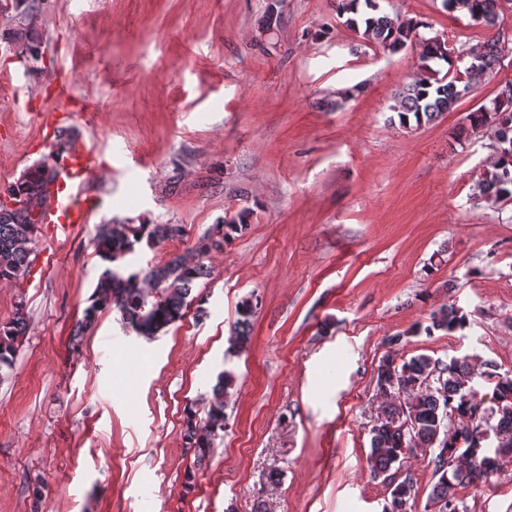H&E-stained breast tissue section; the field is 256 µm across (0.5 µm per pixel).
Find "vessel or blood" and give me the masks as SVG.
Returning <instances> with one entry per match:
<instances>
[{
	"mask_svg": "<svg viewBox=\"0 0 512 512\" xmlns=\"http://www.w3.org/2000/svg\"><path fill=\"white\" fill-rule=\"evenodd\" d=\"M54 99L55 106L45 109L40 116L43 126H57L62 112L67 110L71 93L65 84L57 85ZM92 151L91 142L83 139L70 144L56 181L49 188L41 221L52 228L54 235L69 236L75 228L88 223L98 207L99 197L89 187Z\"/></svg>",
	"mask_w": 512,
	"mask_h": 512,
	"instance_id": "b4317fda",
	"label": "vessel or blood"
}]
</instances>
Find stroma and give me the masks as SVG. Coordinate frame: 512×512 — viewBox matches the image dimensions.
Masks as SVG:
<instances>
[{"label": "stroma", "mask_w": 512, "mask_h": 512, "mask_svg": "<svg viewBox=\"0 0 512 512\" xmlns=\"http://www.w3.org/2000/svg\"><path fill=\"white\" fill-rule=\"evenodd\" d=\"M41 3L36 60L10 39L15 10L0 9V194L48 158L38 115L64 79L95 105L65 124L93 143L101 204L54 258L38 227L30 273L0 283V325L19 310L28 321L0 371V512H382L390 486L367 456L386 353L512 371V199H475L491 139L461 130L512 62L406 129L390 108L419 72L417 47L365 44L336 0ZM380 7L456 47L493 35L442 0ZM246 208V230L205 259L201 308L151 341L108 311L71 344L102 271L97 225H182L137 252L145 267ZM246 298L250 341L231 356ZM451 304L469 326L422 334ZM225 370L224 435L199 462L185 410L203 409ZM433 458L419 449L401 467L417 480L413 512H435ZM460 496L468 512H512V458Z\"/></svg>", "instance_id": "obj_1"}]
</instances>
